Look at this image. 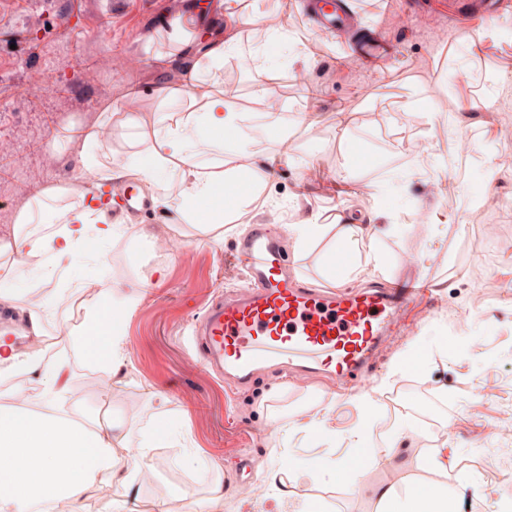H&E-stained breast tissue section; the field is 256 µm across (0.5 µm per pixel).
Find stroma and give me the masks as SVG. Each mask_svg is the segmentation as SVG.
I'll return each instance as SVG.
<instances>
[{
  "label": "stroma",
  "instance_id": "1",
  "mask_svg": "<svg viewBox=\"0 0 512 512\" xmlns=\"http://www.w3.org/2000/svg\"><path fill=\"white\" fill-rule=\"evenodd\" d=\"M0 0L2 28L25 29L10 44L0 34V113L24 118L0 139V245L21 230L17 219L42 190L72 176L80 140L51 149L69 124L90 126L103 103L127 89L140 105L182 111L162 102L154 87L179 81L196 55L171 44L152 15L178 7L192 16V43L215 31L201 0ZM364 18L357 40L381 28L394 54L375 69L346 58L335 38L313 30L288 0H226L225 24L239 27V55L224 59V98L253 121L274 109L281 120L262 141L240 135V148L277 156L265 173V202L249 208L254 224L276 225L292 272L313 288L360 289L396 277L418 275L430 288L428 304L411 309L414 327L400 330L381 353L376 369L345 392L321 376L288 378L271 369L245 388L225 385L191 351V332L210 300L245 287L247 276L231 256L239 239V216L226 215L224 238L195 240L190 224H176L174 237L192 244L190 259L166 256L140 238L136 225H122L104 245L111 281L137 283L142 300L122 329L129 354L107 386L81 397L61 391L39 398L43 408L82 422L121 424L112 446L118 455L144 449L153 483L129 492L133 512H158L168 501L179 512H292L316 498L325 512H377L373 490L425 492L435 488L448 512H501L512 498V139L498 136L512 126V10L492 14L490 0H357ZM154 31L151 53L140 39ZM315 63H308L307 54ZM142 57L140 68L126 65ZM57 81L36 88L44 66ZM465 79H458V72ZM307 74V85L296 84ZM386 132L399 146L421 149L388 169L379 153L357 154L360 134ZM467 140L468 153L458 142ZM34 145L47 172L33 179L11 176L12 155ZM467 175L458 179V164ZM328 225L302 251H295L292 224ZM338 224H360L378 234L380 269L348 273L339 258ZM500 240L485 241V225ZM90 253L67 270L41 277L45 291L58 282L72 287L68 304L54 307L38 341L16 337L19 349L35 348L65 362L67 384L87 382L95 359L59 342L53 321L80 324L87 306L101 296L85 287ZM496 287H487V280ZM484 289L472 306L473 287ZM370 395L371 412L358 403ZM320 420L317 431L307 430ZM290 424L288 435L277 433ZM394 446L393 465L380 464ZM441 450L440 466L429 455ZM295 465L319 470L318 478L289 482L287 503L271 497L269 470L281 453ZM224 496L213 499L214 482ZM254 488L240 497L242 486ZM500 494L487 498L488 487Z\"/></svg>",
  "mask_w": 512,
  "mask_h": 512
}]
</instances>
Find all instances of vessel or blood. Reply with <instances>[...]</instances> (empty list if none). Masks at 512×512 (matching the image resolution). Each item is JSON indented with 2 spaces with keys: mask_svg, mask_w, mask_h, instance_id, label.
<instances>
[{
  "mask_svg": "<svg viewBox=\"0 0 512 512\" xmlns=\"http://www.w3.org/2000/svg\"><path fill=\"white\" fill-rule=\"evenodd\" d=\"M311 12L324 30L354 27L361 15L352 0H313ZM77 191L100 199L115 224L149 205L132 186L114 195L84 180ZM238 258L249 274L247 288L212 303L194 336L211 366L240 386L257 371L284 364L340 382L365 375L405 311L427 297L416 280L349 293L305 287L282 266L278 241L265 224L252 225Z\"/></svg>",
  "mask_w": 512,
  "mask_h": 512,
  "instance_id": "b4317fda",
  "label": "vessel or blood"
}]
</instances>
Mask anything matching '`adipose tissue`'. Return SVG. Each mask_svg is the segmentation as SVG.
I'll list each match as a JSON object with an SVG mask.
<instances>
[{"instance_id": "obj_1", "label": "adipose tissue", "mask_w": 512, "mask_h": 512, "mask_svg": "<svg viewBox=\"0 0 512 512\" xmlns=\"http://www.w3.org/2000/svg\"><path fill=\"white\" fill-rule=\"evenodd\" d=\"M237 35L235 27H223L217 44L206 53L205 64L195 65L179 83L167 88V99L190 101L189 111L176 119L164 121L159 112L149 109L125 110V99L135 96L131 90L124 99L101 105L96 124L81 131L83 171L101 181L112 179V142L101 139L99 132L116 123L125 130L132 149L124 176L148 182L162 192L164 205L194 224L199 235L222 228L225 211L255 201L262 183L254 179L245 185L239 182L241 173L256 174L255 154L232 148L229 136L238 132L240 116L228 111L224 100V59L237 53ZM92 212V206L83 201L66 206L59 215L66 226L64 233L40 236L29 231L16 238V254L24 262L47 254L54 263L76 264L84 256L87 218ZM336 236L354 257L350 272L380 265L374 240L362 226L338 225ZM102 301L108 312L86 308L80 325L63 319L56 333L63 342L103 359L114 375L123 367L125 342L115 317L133 311L140 297L112 287L104 289ZM1 365L41 372L45 391L56 387L57 368L44 366L42 355L21 352L3 337ZM102 474L128 489L142 471H123L108 430L92 431L63 415L25 406H0V512H34L38 505L62 503L68 504L69 512H80L86 489ZM378 500L381 512H447L441 495L433 492L420 494L408 488L400 494L388 487L380 491Z\"/></svg>"}]
</instances>
